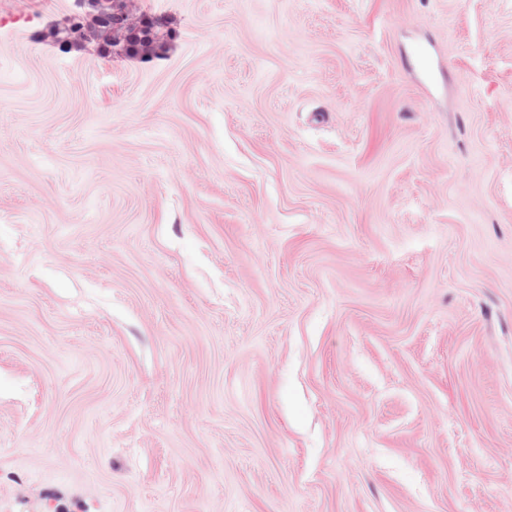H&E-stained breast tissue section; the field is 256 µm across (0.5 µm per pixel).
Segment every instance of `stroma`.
<instances>
[{"instance_id":"1","label":"stroma","mask_w":512,"mask_h":512,"mask_svg":"<svg viewBox=\"0 0 512 512\" xmlns=\"http://www.w3.org/2000/svg\"><path fill=\"white\" fill-rule=\"evenodd\" d=\"M0 0V512L512 507V0Z\"/></svg>"}]
</instances>
